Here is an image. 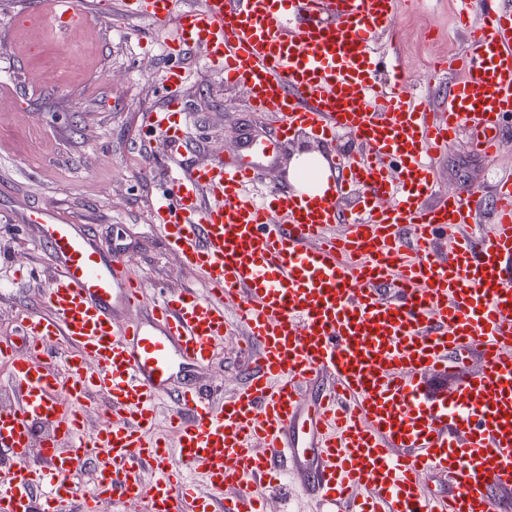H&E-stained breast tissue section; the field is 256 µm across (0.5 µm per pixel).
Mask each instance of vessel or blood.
I'll list each match as a JSON object with an SVG mask.
<instances>
[{"label":"vessel or blood","instance_id":"b4317fda","mask_svg":"<svg viewBox=\"0 0 512 512\" xmlns=\"http://www.w3.org/2000/svg\"><path fill=\"white\" fill-rule=\"evenodd\" d=\"M461 55L443 101L417 100L396 58L401 0H123L168 56L201 50L252 111L275 116V138L303 130L328 148L347 132L320 196L270 186L228 156L183 169L151 221L170 252L204 276L208 296L156 297L121 250L88 230L30 211L53 271L44 312L21 321L23 349L0 345L12 406L0 408V512H68L73 479L91 471L81 512L109 501L137 512H266L265 491L311 469L330 512H491L512 492V176L492 196H437L431 160L468 130L486 157L512 119V0H463ZM85 0H58L55 25L84 27ZM155 119L170 146L191 126L177 96ZM356 207L344 203L353 190ZM491 229L470 232L483 213ZM246 338L244 380L221 402L179 384L212 362L226 336ZM71 351L57 361L53 346ZM455 375L430 396L427 375ZM172 402L173 438L156 436ZM103 422L88 427L89 413ZM152 481H144L145 472ZM203 475L209 493L186 476ZM443 475L448 495L424 479ZM249 485L231 498L223 492Z\"/></svg>","mask_w":512,"mask_h":512}]
</instances>
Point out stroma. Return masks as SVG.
Listing matches in <instances>:
<instances>
[{"label":"stroma","mask_w":512,"mask_h":512,"mask_svg":"<svg viewBox=\"0 0 512 512\" xmlns=\"http://www.w3.org/2000/svg\"><path fill=\"white\" fill-rule=\"evenodd\" d=\"M88 2L90 20L76 41L49 23L24 22L29 11L49 13L55 0H0V343L18 342L20 316L41 310L48 285L40 228L25 220L30 210L48 209L90 229L102 250L121 248L148 296L200 290L202 278L167 251L149 222L170 171L211 162L249 141L266 152L263 181L285 185L294 156L319 148L304 132L274 142L270 121L247 109L246 89L226 86L200 52L190 51L181 60L187 79L180 96L196 126L186 149L168 152L149 127L150 113L166 102L164 34L125 16L121 0ZM458 2L415 0L396 19L410 85L436 101L450 78L428 79L430 63L464 47ZM435 169L441 192L491 194L512 174V123L494 159L479 156L463 132ZM237 343L226 337L214 362L192 369L191 377L231 395L241 379Z\"/></svg>","instance_id":"obj_1"}]
</instances>
